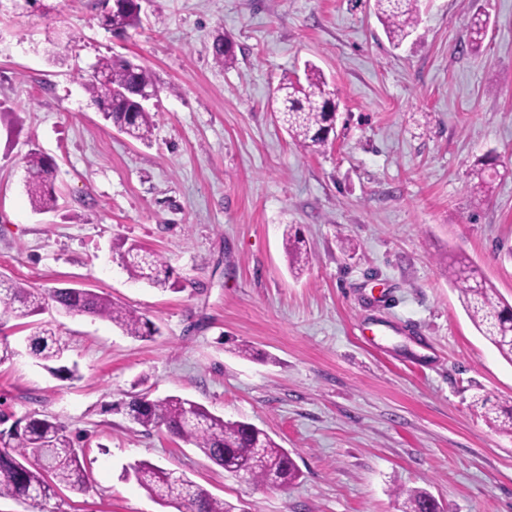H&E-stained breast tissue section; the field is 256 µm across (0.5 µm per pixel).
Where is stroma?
Listing matches in <instances>:
<instances>
[{
  "mask_svg": "<svg viewBox=\"0 0 512 512\" xmlns=\"http://www.w3.org/2000/svg\"><path fill=\"white\" fill-rule=\"evenodd\" d=\"M99 0H0V281L87 288L154 322L134 338L56 311L74 378L31 356V325L0 331V410L50 416L81 448L90 489L65 512H177L125 467L185 474L236 512H399L427 489L445 512H512V437L475 399L512 405V363L475 329L445 265L472 260L512 303V0H421L392 46L374 0H145L139 28ZM489 27L480 47L465 25ZM237 62L213 61L216 38ZM149 67L151 138L130 140L85 84L104 57ZM319 66L335 138L296 146L269 109ZM54 166L36 212L25 156ZM497 156L476 202L470 170ZM311 247L291 273L283 230ZM163 256L170 288L131 278L119 243ZM253 348L242 357L239 345ZM179 395L267 432L301 476L256 487L193 445L130 421L132 397ZM102 3V12L104 14L112 13L114 7L120 8L124 5L122 0H113V5H109L112 0H100ZM138 0H126V7L123 10L112 13V15L100 19L101 24L113 32L124 33L128 29H135L142 23L141 11Z\"/></svg>",
  "mask_w": 512,
  "mask_h": 512,
  "instance_id": "1",
  "label": "stroma"
}]
</instances>
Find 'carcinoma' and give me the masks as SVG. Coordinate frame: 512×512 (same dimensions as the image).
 <instances>
[{
  "instance_id": "carcinoma-1",
  "label": "carcinoma",
  "mask_w": 512,
  "mask_h": 512,
  "mask_svg": "<svg viewBox=\"0 0 512 512\" xmlns=\"http://www.w3.org/2000/svg\"><path fill=\"white\" fill-rule=\"evenodd\" d=\"M420 0H375L378 20L390 42L401 45L418 23ZM142 23L137 0H126V7L101 20L114 32L124 33ZM488 19L479 15L467 24L471 45L483 42ZM213 59L221 67H230L236 55L226 40L219 38L214 45ZM86 85L92 101L102 110L103 119L136 141H147L153 120L136 94L139 86H152L150 71L123 58H103ZM334 92L328 88L323 72L313 64L305 67V78L283 79L277 88L272 111L302 148L328 145L331 113L335 111ZM29 174L28 192L34 209L49 211L57 198L52 185L51 165L47 159L30 152L25 156ZM488 163L477 160L472 175L476 194L486 196L490 179ZM288 261L306 266L312 253L302 248L297 237L286 239ZM123 267L135 279L154 287H166L169 267L158 253L135 243L120 252ZM448 281L459 293L463 309L476 329L502 357L512 363V306L498 297L495 288L479 269L465 258L448 262ZM54 308L72 316H92L107 320L129 336L152 338L159 328L147 317L130 310L112 299L86 288L43 289L31 284L0 283V319H26ZM29 350L45 362L59 361L65 345L47 324L29 338ZM484 409L486 420L512 436V410L507 411L482 395L476 399ZM133 422L143 426L163 427L171 435L198 448L212 463L235 474L246 469L247 481L262 487L285 489L299 478L300 471L288 449L277 444L267 433L239 420H226L204 406L180 396L150 399L147 395L134 398L128 405ZM0 498L29 503L45 512L48 501L59 495L61 488L86 491L88 481L79 450L67 428L57 420L28 416L11 420L0 411ZM127 477L162 505L184 507L185 512H235V507L200 488L186 476L164 469L149 461H137L126 469ZM403 499L402 512H438L439 502L425 489L396 492Z\"/></svg>"
}]
</instances>
